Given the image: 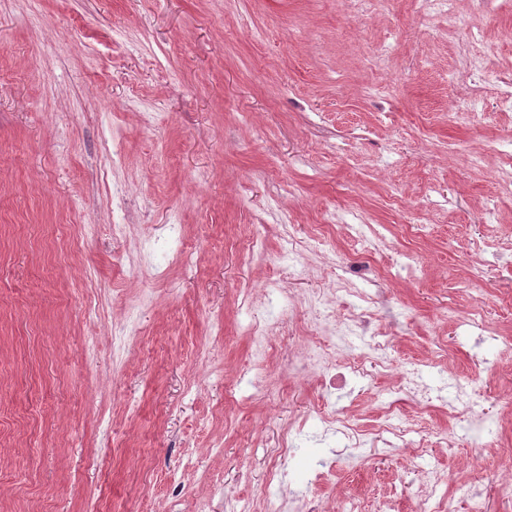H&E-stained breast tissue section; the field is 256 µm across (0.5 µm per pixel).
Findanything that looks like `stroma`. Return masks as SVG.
<instances>
[{
	"mask_svg": "<svg viewBox=\"0 0 512 512\" xmlns=\"http://www.w3.org/2000/svg\"><path fill=\"white\" fill-rule=\"evenodd\" d=\"M508 77L512 0H0V512H227L237 497L263 512L265 450L326 402L279 352L340 260L342 287L382 274L392 298L394 366L374 385L438 360L507 417L512 353L456 319L480 302L512 334V198L495 180ZM466 152L482 167L463 169ZM410 250L426 260L414 279ZM273 281L296 299L277 310L272 396L251 399L240 326ZM404 419L430 433L421 457L311 426L293 487L333 457L320 497L405 512L395 488L436 469L468 512L455 490L478 470L490 512H512L496 493L512 425L480 448L443 410Z\"/></svg>",
	"mask_w": 512,
	"mask_h": 512,
	"instance_id": "obj_1",
	"label": "stroma"
}]
</instances>
